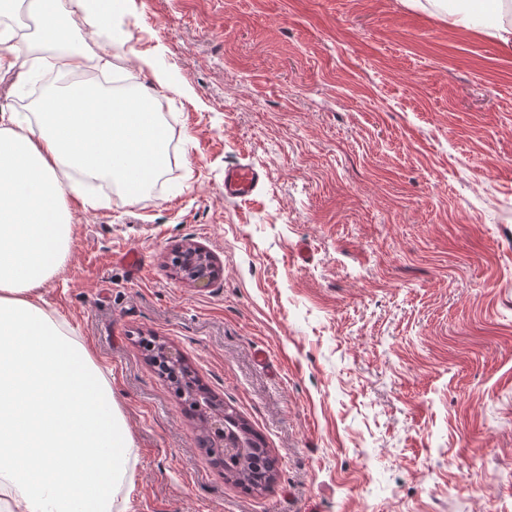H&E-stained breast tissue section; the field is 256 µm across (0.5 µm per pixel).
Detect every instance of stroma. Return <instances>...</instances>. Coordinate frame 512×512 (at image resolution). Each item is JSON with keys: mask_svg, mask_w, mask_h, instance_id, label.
Returning <instances> with one entry per match:
<instances>
[{"mask_svg": "<svg viewBox=\"0 0 512 512\" xmlns=\"http://www.w3.org/2000/svg\"><path fill=\"white\" fill-rule=\"evenodd\" d=\"M73 27L104 81L150 85L149 55L174 84L171 165L71 198L41 289L130 432L117 512H512V50L403 0H129ZM35 84L1 77L0 113ZM236 162L268 172L244 201ZM190 243L209 287L172 264ZM149 336L263 439L265 491L225 481ZM182 251H189L193 258L187 264L183 272L189 277L190 281L199 287H208L215 275V260L213 256L204 248L195 244H188Z\"/></svg>", "mask_w": 512, "mask_h": 512, "instance_id": "obj_1", "label": "stroma"}]
</instances>
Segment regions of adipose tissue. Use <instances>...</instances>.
I'll return each mask as SVG.
<instances>
[{"label":"adipose tissue","mask_w":512,"mask_h":512,"mask_svg":"<svg viewBox=\"0 0 512 512\" xmlns=\"http://www.w3.org/2000/svg\"><path fill=\"white\" fill-rule=\"evenodd\" d=\"M128 0H0L25 7L35 39L60 49L47 67L82 70L72 40L81 9L91 33ZM451 24L512 49V0H476ZM156 95L118 99L66 88L34 117L0 113V512H112L132 441L112 385L83 341L47 309L41 285L64 265L72 224L65 196L78 178L146 190L168 162Z\"/></svg>","instance_id":"adipose-tissue-1"}]
</instances>
